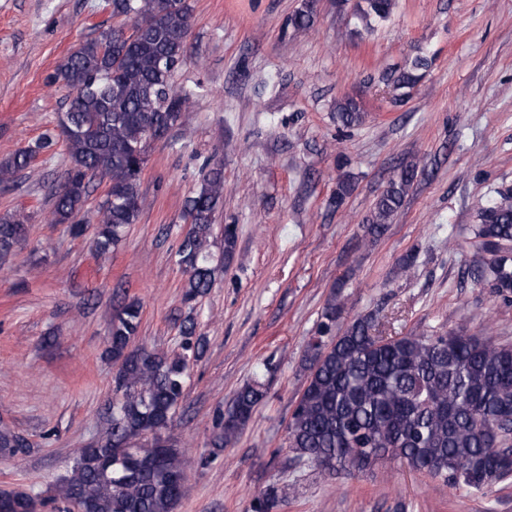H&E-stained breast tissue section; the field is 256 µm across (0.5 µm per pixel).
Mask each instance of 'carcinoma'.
Here are the masks:
<instances>
[{
    "mask_svg": "<svg viewBox=\"0 0 512 512\" xmlns=\"http://www.w3.org/2000/svg\"><path fill=\"white\" fill-rule=\"evenodd\" d=\"M395 0H361L358 14L385 19ZM314 0H303L290 19L296 29L313 24ZM112 15L130 27L108 28L85 41L47 76L66 91L64 118L74 132L64 136L70 166L52 197L49 222L71 233L86 229L83 208L90 183L112 180L95 211V247L104 256L136 222L145 205L140 182L148 148L177 125L192 97L176 90L175 72L186 62L192 24L187 0H112ZM426 65L417 56L394 84H414L413 71ZM345 127L365 118L360 103L347 98L337 106ZM55 134H43L0 164V183L29 167L49 150ZM422 169L407 163L397 169L363 221L364 237L382 236L402 207ZM354 190L349 174L336 182L332 200L341 205ZM224 198L221 168L205 164L199 186L186 201L189 228L175 256L187 276L185 301L206 295L216 268L209 250L215 211ZM472 233L483 254L477 279L512 291V190L479 206ZM28 218H0V255L27 238ZM342 312L337 298L327 303L307 353L308 376L287 426L288 448L298 459L327 472H364L386 459L416 472L442 478L452 488L481 491L512 476V450L506 407H512V345L471 336L462 330L441 334L412 331L384 336L371 314L334 334ZM141 326V304L130 300L112 317L109 352L120 362L104 440L77 451L69 473L58 479L52 500L70 505L90 493L88 512H175V478L185 471L180 449L162 431L170 427L184 398L190 360L201 357L204 339L194 318L181 325V352L170 356L134 345ZM268 388L257 376L242 386L231 404L216 413L211 444L230 445L245 429ZM0 448H28L26 439L0 430ZM0 512H36L31 494L5 491ZM288 486L268 484L252 501L251 512H277Z\"/></svg>",
    "mask_w": 512,
    "mask_h": 512,
    "instance_id": "1",
    "label": "carcinoma"
}]
</instances>
